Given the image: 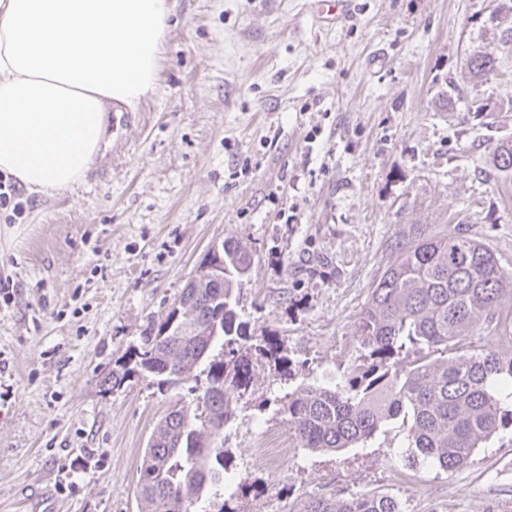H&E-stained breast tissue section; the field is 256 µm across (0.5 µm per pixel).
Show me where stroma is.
<instances>
[{
  "mask_svg": "<svg viewBox=\"0 0 512 512\" xmlns=\"http://www.w3.org/2000/svg\"><path fill=\"white\" fill-rule=\"evenodd\" d=\"M156 85L101 146L84 183L21 194L0 212V512H145L142 451L185 388L99 382L165 319L213 244L253 254L236 311L277 337L288 367L252 353L254 376L224 429L232 480L208 512H303L315 497L382 492L402 512H512V435L446 471L409 457L400 424L345 451L302 448L288 395L341 381L398 235L464 222L512 269V44L495 0H351L321 27L312 0H170ZM498 71L478 81L473 51ZM289 454L265 460V438Z\"/></svg>",
  "mask_w": 512,
  "mask_h": 512,
  "instance_id": "stroma-1",
  "label": "stroma"
}]
</instances>
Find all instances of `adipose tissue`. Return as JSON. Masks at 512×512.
Returning a JSON list of instances; mask_svg holds the SVG:
<instances>
[{"mask_svg":"<svg viewBox=\"0 0 512 512\" xmlns=\"http://www.w3.org/2000/svg\"><path fill=\"white\" fill-rule=\"evenodd\" d=\"M169 0H0V174L28 193L83 181L112 103L153 90Z\"/></svg>","mask_w":512,"mask_h":512,"instance_id":"adipose-tissue-1","label":"adipose tissue"}]
</instances>
